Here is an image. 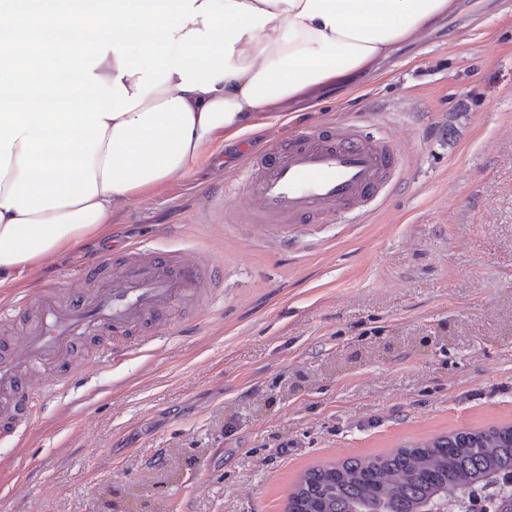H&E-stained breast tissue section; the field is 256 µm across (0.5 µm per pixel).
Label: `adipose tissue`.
<instances>
[{
	"instance_id": "obj_1",
	"label": "adipose tissue",
	"mask_w": 512,
	"mask_h": 512,
	"mask_svg": "<svg viewBox=\"0 0 512 512\" xmlns=\"http://www.w3.org/2000/svg\"><path fill=\"white\" fill-rule=\"evenodd\" d=\"M453 0H0V288L222 133L378 73ZM83 36L72 51V35ZM74 80L61 88L62 70Z\"/></svg>"
}]
</instances>
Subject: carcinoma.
<instances>
[{
	"label": "carcinoma",
	"instance_id": "1",
	"mask_svg": "<svg viewBox=\"0 0 512 512\" xmlns=\"http://www.w3.org/2000/svg\"><path fill=\"white\" fill-rule=\"evenodd\" d=\"M512 425L458 430L368 457L312 467L288 496L287 512H419L465 503L473 487L492 491L494 512L512 503Z\"/></svg>",
	"mask_w": 512,
	"mask_h": 512
}]
</instances>
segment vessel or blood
I'll use <instances>...</instances> for the list:
<instances>
[{"label":"vessel or blood","mask_w":512,"mask_h":512,"mask_svg":"<svg viewBox=\"0 0 512 512\" xmlns=\"http://www.w3.org/2000/svg\"><path fill=\"white\" fill-rule=\"evenodd\" d=\"M248 163L255 187L243 222L285 233L296 224L322 223L340 208L365 216L385 199L400 169L390 142L367 138L355 124L306 128ZM223 277L221 263L203 265L170 251L113 252L85 264L66 300L38 291L36 322L21 343H0V394L23 398L29 419H36L38 368L64 367L76 344L98 330L132 334L159 324L192 288ZM92 280L98 288L86 291L84 282Z\"/></svg>","instance_id":"b4317fda"}]
</instances>
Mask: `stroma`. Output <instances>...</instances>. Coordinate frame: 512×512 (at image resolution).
I'll return each mask as SVG.
<instances>
[{"instance_id":"obj_1","label":"stroma","mask_w":512,"mask_h":512,"mask_svg":"<svg viewBox=\"0 0 512 512\" xmlns=\"http://www.w3.org/2000/svg\"><path fill=\"white\" fill-rule=\"evenodd\" d=\"M354 120L402 160L361 222L286 243L222 222L219 195L249 204L246 153ZM133 241L222 261L212 307L83 340L73 386L51 377L39 421L0 434V512H285L310 467L512 422V0H455L376 76L218 137L14 293H65Z\"/></svg>"}]
</instances>
